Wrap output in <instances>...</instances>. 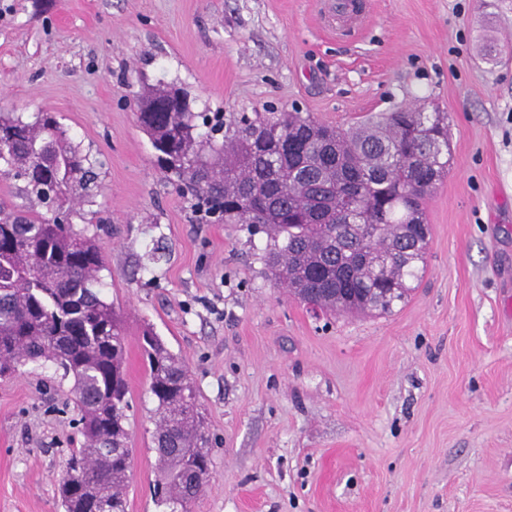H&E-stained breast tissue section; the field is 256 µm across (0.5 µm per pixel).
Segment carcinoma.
<instances>
[{
    "instance_id": "obj_1",
    "label": "carcinoma",
    "mask_w": 512,
    "mask_h": 512,
    "mask_svg": "<svg viewBox=\"0 0 512 512\" xmlns=\"http://www.w3.org/2000/svg\"><path fill=\"white\" fill-rule=\"evenodd\" d=\"M142 129L193 207L266 236L276 284L320 310L388 314L424 270V201L448 173L441 112L406 107L342 129L300 112H255L223 124L220 144L198 133L186 93L158 89L136 102ZM1 174L21 192L63 204L78 188L91 199L99 174L53 112L32 123L0 113ZM105 258L95 238L52 216L0 207V377L52 363L69 390L84 442L65 463L63 512H126L131 471L125 428L129 385L122 313L105 300ZM141 351L156 406L152 435L158 506L189 503L209 475L210 448L186 365L149 327Z\"/></svg>"
}]
</instances>
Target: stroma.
Masks as SVG:
<instances>
[{
	"label": "stroma",
	"mask_w": 512,
	"mask_h": 512,
	"mask_svg": "<svg viewBox=\"0 0 512 512\" xmlns=\"http://www.w3.org/2000/svg\"><path fill=\"white\" fill-rule=\"evenodd\" d=\"M0 0V113L49 111L96 161L73 218L124 314L127 512H163L139 333L187 366L211 440L190 512H512V0ZM299 108L348 127L422 99L448 115L426 267L391 314L325 315L276 288L265 241L196 220L136 102ZM159 247V260L148 252ZM70 378L0 379V512H62Z\"/></svg>",
	"instance_id": "1"
}]
</instances>
